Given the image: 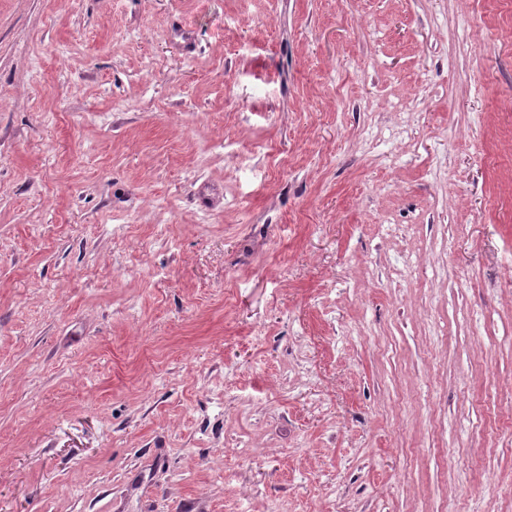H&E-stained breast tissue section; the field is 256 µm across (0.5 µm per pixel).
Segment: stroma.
<instances>
[{"mask_svg":"<svg viewBox=\"0 0 512 512\" xmlns=\"http://www.w3.org/2000/svg\"><path fill=\"white\" fill-rule=\"evenodd\" d=\"M0 512H512V0H0Z\"/></svg>","mask_w":512,"mask_h":512,"instance_id":"35a3bbf8","label":"stroma"}]
</instances>
